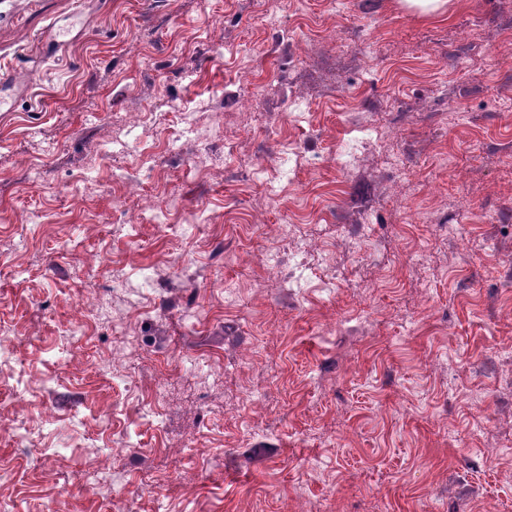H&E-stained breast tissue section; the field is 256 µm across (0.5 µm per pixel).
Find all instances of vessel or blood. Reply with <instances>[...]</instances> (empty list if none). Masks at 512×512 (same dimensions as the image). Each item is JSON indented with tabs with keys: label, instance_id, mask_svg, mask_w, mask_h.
Returning <instances> with one entry per match:
<instances>
[{
	"label": "vessel or blood",
	"instance_id": "1",
	"mask_svg": "<svg viewBox=\"0 0 512 512\" xmlns=\"http://www.w3.org/2000/svg\"><path fill=\"white\" fill-rule=\"evenodd\" d=\"M66 42L56 27H48L38 38L34 51L26 56V69L0 71V112L13 111L17 101L27 96L36 74L45 60L63 52Z\"/></svg>",
	"mask_w": 512,
	"mask_h": 512
}]
</instances>
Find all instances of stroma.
<instances>
[{
	"mask_svg": "<svg viewBox=\"0 0 512 512\" xmlns=\"http://www.w3.org/2000/svg\"><path fill=\"white\" fill-rule=\"evenodd\" d=\"M9 2L0 67L64 16L82 32L0 114V505L512 512V0H451L437 19L284 0L299 58L251 0ZM300 69L310 81L284 79ZM444 85L454 97L430 107ZM168 100L201 125L223 113L181 163ZM133 105L146 118L117 161L149 168L152 194L122 203L102 152ZM391 108L399 138L342 167L338 142ZM290 143L320 160L273 207L263 185ZM287 220L320 273L298 292L228 259L289 256Z\"/></svg>",
	"mask_w": 512,
	"mask_h": 512,
	"instance_id": "35a3bbf8",
	"label": "stroma"
}]
</instances>
